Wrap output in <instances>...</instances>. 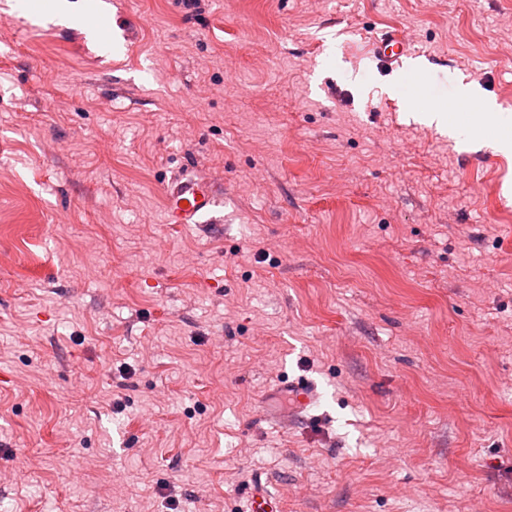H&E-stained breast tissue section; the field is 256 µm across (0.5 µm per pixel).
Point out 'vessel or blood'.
Returning a JSON list of instances; mask_svg holds the SVG:
<instances>
[{
  "instance_id": "obj_1",
  "label": "vessel or blood",
  "mask_w": 512,
  "mask_h": 512,
  "mask_svg": "<svg viewBox=\"0 0 512 512\" xmlns=\"http://www.w3.org/2000/svg\"><path fill=\"white\" fill-rule=\"evenodd\" d=\"M413 52L396 32L383 34L373 44L374 59L389 64H403ZM224 192L213 179L186 168L171 178L165 191V221L169 224H195L222 203ZM319 397L314 382L303 378L278 384L263 403L266 421L288 427L300 420L302 413ZM249 512H277V500L261 483H254L248 495Z\"/></svg>"
}]
</instances>
